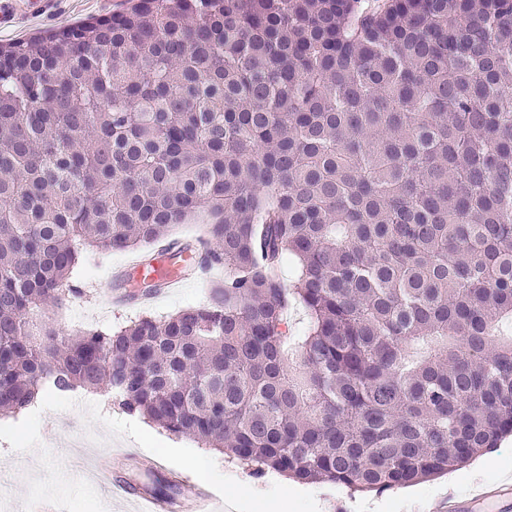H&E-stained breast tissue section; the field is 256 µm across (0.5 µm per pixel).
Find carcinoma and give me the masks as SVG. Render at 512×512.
<instances>
[{
    "instance_id": "1",
    "label": "carcinoma",
    "mask_w": 512,
    "mask_h": 512,
    "mask_svg": "<svg viewBox=\"0 0 512 512\" xmlns=\"http://www.w3.org/2000/svg\"><path fill=\"white\" fill-rule=\"evenodd\" d=\"M188 223L204 304L40 335L80 262ZM77 388L354 491L512 435V0H136L0 45V415Z\"/></svg>"
}]
</instances>
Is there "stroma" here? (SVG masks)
I'll return each instance as SVG.
<instances>
[{
    "label": "stroma",
    "instance_id": "stroma-1",
    "mask_svg": "<svg viewBox=\"0 0 512 512\" xmlns=\"http://www.w3.org/2000/svg\"><path fill=\"white\" fill-rule=\"evenodd\" d=\"M127 0H16L11 22L0 25V43L42 31L70 27L123 11ZM138 249L95 255L74 270L75 293L49 311L59 334L116 329L139 316L155 317L202 304L223 269H210L196 282L144 304L115 307L103 293L113 271L135 260ZM96 453L134 448L139 457L115 461L112 470L141 490L154 476L183 475L221 494L241 498L254 512H360L375 501L382 512H433L449 495H478L487 486L512 481V438L492 452L435 479L380 493H354L330 482L296 485L274 470L254 475L250 466L188 436H174L148 419L127 413L108 397L76 390L49 392L35 406L0 416V512H130L105 483L89 482L75 452L82 443Z\"/></svg>",
    "mask_w": 512,
    "mask_h": 512
}]
</instances>
